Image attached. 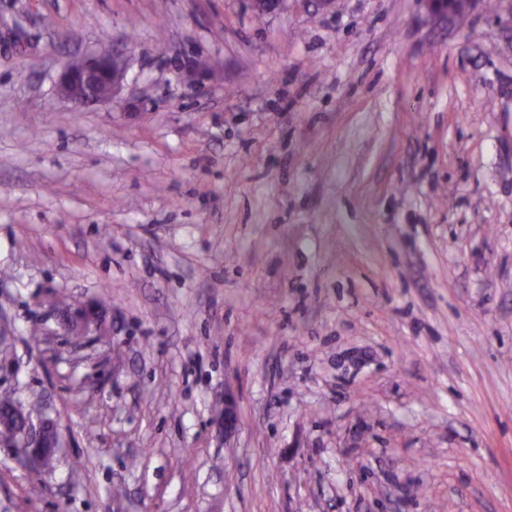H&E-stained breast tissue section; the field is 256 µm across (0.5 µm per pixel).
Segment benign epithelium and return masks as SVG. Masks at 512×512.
Returning <instances> with one entry per match:
<instances>
[{"label":"benign epithelium","mask_w":512,"mask_h":512,"mask_svg":"<svg viewBox=\"0 0 512 512\" xmlns=\"http://www.w3.org/2000/svg\"><path fill=\"white\" fill-rule=\"evenodd\" d=\"M284 0H250L256 16L276 11ZM429 10L438 15L470 14L485 0H423ZM124 60L115 53L101 52L65 64L59 81L63 99L75 106L89 102L112 103L117 100L125 80ZM239 424L237 404L232 394L224 396V435L234 433ZM0 439L18 442L20 451L42 462L53 456L58 434L46 423L35 431L29 416L19 406L0 409Z\"/></svg>","instance_id":"obj_1"}]
</instances>
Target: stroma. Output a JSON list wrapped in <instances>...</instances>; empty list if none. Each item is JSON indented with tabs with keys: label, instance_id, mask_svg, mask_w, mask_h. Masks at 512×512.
I'll return each instance as SVG.
<instances>
[{
	"label": "stroma",
	"instance_id": "obj_1",
	"mask_svg": "<svg viewBox=\"0 0 512 512\" xmlns=\"http://www.w3.org/2000/svg\"><path fill=\"white\" fill-rule=\"evenodd\" d=\"M487 2L0 0V399L61 439L0 443V512H512ZM102 49L117 102L61 99ZM432 13L438 15L457 16L459 13L471 14L485 0H422Z\"/></svg>",
	"mask_w": 512,
	"mask_h": 512
}]
</instances>
